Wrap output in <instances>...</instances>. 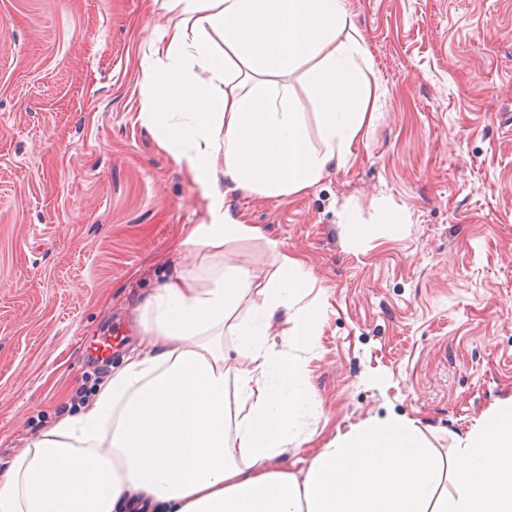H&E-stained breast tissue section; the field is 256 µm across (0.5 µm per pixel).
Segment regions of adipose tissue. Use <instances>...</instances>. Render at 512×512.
<instances>
[{"mask_svg": "<svg viewBox=\"0 0 512 512\" xmlns=\"http://www.w3.org/2000/svg\"><path fill=\"white\" fill-rule=\"evenodd\" d=\"M176 21L142 70L144 115L205 202L185 240L191 267L146 299L144 334L91 402L61 417L0 472V512H512V399L447 455L398 414L321 449L302 475L274 465L308 402L300 354L318 315L300 300L302 262L266 240L280 264L263 286L241 266H213L226 242L263 236L233 218L217 185L289 196L342 163L373 121L360 60L368 51L343 0H167ZM346 43H337L340 33ZM311 62L322 149L285 77ZM204 72V79L193 76ZM260 307L240 312L252 290ZM288 326L271 338V319ZM232 336L250 369L229 374Z\"/></svg>", "mask_w": 512, "mask_h": 512, "instance_id": "ef3b65f1", "label": "adipose tissue"}]
</instances>
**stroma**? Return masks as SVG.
Here are the masks:
<instances>
[{"instance_id":"1","label":"stroma","mask_w":512,"mask_h":512,"mask_svg":"<svg viewBox=\"0 0 512 512\" xmlns=\"http://www.w3.org/2000/svg\"><path fill=\"white\" fill-rule=\"evenodd\" d=\"M164 2L0 0V468L136 347L87 359L207 220L143 114ZM344 3L377 107L346 163L286 197L218 181L234 218L302 261L322 313L277 462L295 474L391 412L452 452L512 398V0ZM224 261L261 283L280 263L264 239Z\"/></svg>"}]
</instances>
